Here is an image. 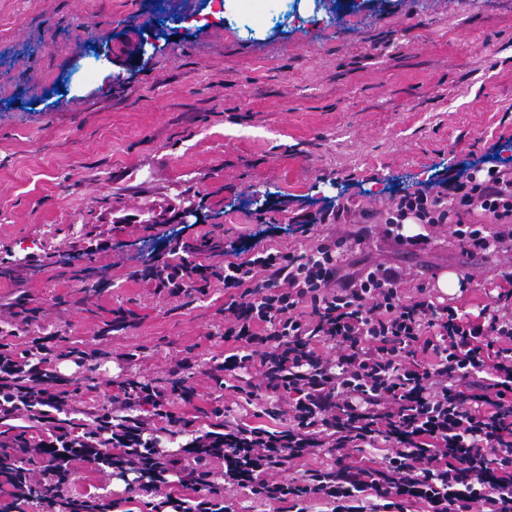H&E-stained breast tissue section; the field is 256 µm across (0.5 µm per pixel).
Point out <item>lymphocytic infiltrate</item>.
<instances>
[{
	"mask_svg": "<svg viewBox=\"0 0 512 512\" xmlns=\"http://www.w3.org/2000/svg\"><path fill=\"white\" fill-rule=\"evenodd\" d=\"M443 190L402 194L388 209L384 232L421 251L428 236H406V220L448 224L468 252H512V171L485 180L458 171ZM481 209L493 230L468 224ZM345 239L321 242L306 255L262 250L224 266V285L240 295L224 308V339L234 348L217 364L219 388L249 391L259 414L281 427L227 417L196 429L178 453L171 406L193 388L126 379L109 407L77 425L72 394L58 361L38 338L36 350L0 342V424L28 419L46 434H17L20 459L39 457L48 489L68 481L74 461L131 470L139 490L158 491L173 473L187 493H166L174 512H226L208 458L224 462V484L250 491L267 512L312 502L328 512H512V271L502 274L494 307L466 312L435 301L426 284L404 297L401 272L381 266L344 274ZM261 287H254V280ZM372 452L353 466V453ZM326 457L319 469L293 471L305 456Z\"/></svg>",
	"mask_w": 512,
	"mask_h": 512,
	"instance_id": "obj_1",
	"label": "lymphocytic infiltrate"
}]
</instances>
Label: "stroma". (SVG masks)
I'll return each mask as SVG.
<instances>
[{"mask_svg":"<svg viewBox=\"0 0 512 512\" xmlns=\"http://www.w3.org/2000/svg\"><path fill=\"white\" fill-rule=\"evenodd\" d=\"M156 3L0 0V330L20 351L49 334L100 350L58 363L100 385L75 409L129 377L170 387L188 358L196 396L177 416L274 427L207 374L228 348L223 283L174 295L150 279L183 256L220 268L344 237L345 272L469 277L456 305L491 304L503 255L464 253L446 224L408 252L380 224L449 168L512 170V0H270L230 32L214 0H168L161 26ZM332 210L340 223L293 221ZM21 297L28 324L11 315ZM71 469L69 496L142 512L111 469Z\"/></svg>","mask_w":512,"mask_h":512,"instance_id":"stroma-1","label":"stroma"}]
</instances>
